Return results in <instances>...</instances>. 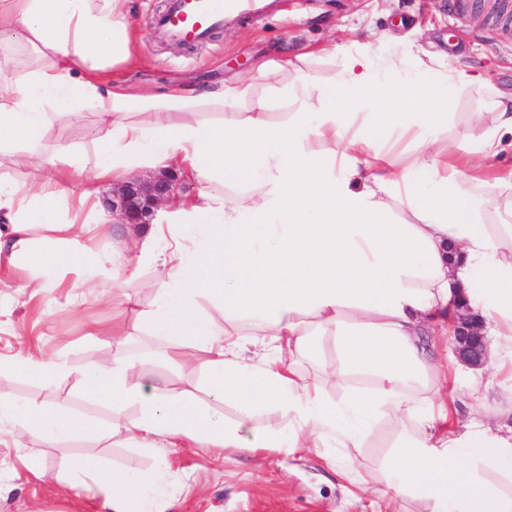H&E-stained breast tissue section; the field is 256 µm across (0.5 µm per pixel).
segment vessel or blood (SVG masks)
<instances>
[{
    "instance_id": "vessel-or-blood-1",
    "label": "vessel or blood",
    "mask_w": 512,
    "mask_h": 512,
    "mask_svg": "<svg viewBox=\"0 0 512 512\" xmlns=\"http://www.w3.org/2000/svg\"><path fill=\"white\" fill-rule=\"evenodd\" d=\"M266 9L265 0H168L154 19V29L173 42L197 45L223 27L228 12L260 15Z\"/></svg>"
}]
</instances>
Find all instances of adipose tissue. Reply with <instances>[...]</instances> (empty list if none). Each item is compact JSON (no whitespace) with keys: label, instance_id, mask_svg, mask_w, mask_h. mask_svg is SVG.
<instances>
[{"label":"adipose tissue","instance_id":"obj_1","mask_svg":"<svg viewBox=\"0 0 512 512\" xmlns=\"http://www.w3.org/2000/svg\"><path fill=\"white\" fill-rule=\"evenodd\" d=\"M130 0H0V44L26 50L0 62V151L18 166L45 168L37 153L50 115L98 116L99 160L24 183L0 182V253L38 272L97 263L81 239L89 222L53 218L56 202L84 209L96 181L122 185L138 169L176 164L195 194L149 226L143 247L163 286L141 317L166 339L173 363L201 361L209 402L144 378L136 362L72 369L58 354L0 359L52 385L75 379L82 398L111 411L97 423L61 404L0 397V432L54 448L93 438L134 443L155 456L146 470L73 461L61 480L99 500L101 512H168L183 448L257 455L308 451L357 484L354 453L378 418L405 421L386 458L393 497L424 512H512V428L472 422L459 436L440 428L450 396L424 336L447 334L454 302L482 332L512 349V170L493 168L512 135V95H498L496 124L474 143H438L447 102L409 56L378 67L366 47L343 51L340 72L312 82L314 60L296 73L297 112H272L254 83L136 91L114 81L135 63ZM250 111H239L242 102ZM208 110L218 121L202 120ZM50 234L31 237L33 224ZM208 295L218 317L198 311ZM332 337L342 375L370 390L330 399L314 362ZM234 403L236 416L221 407ZM135 407L128 420L121 412ZM287 420L268 430L262 416Z\"/></svg>","mask_w":512,"mask_h":512}]
</instances>
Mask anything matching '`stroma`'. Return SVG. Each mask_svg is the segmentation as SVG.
Returning a JSON list of instances; mask_svg holds the SVG:
<instances>
[{"label":"stroma","mask_w":512,"mask_h":512,"mask_svg":"<svg viewBox=\"0 0 512 512\" xmlns=\"http://www.w3.org/2000/svg\"><path fill=\"white\" fill-rule=\"evenodd\" d=\"M166 0H131L130 19L138 34L133 47L134 67L116 77L134 88L157 93L181 87L218 84L237 77L255 81L257 94L271 95L274 112H295L297 99L272 95V88L293 82L297 56L322 52L332 43L347 47L365 43L381 56L411 52L427 68L429 82L440 85L448 100V125L442 136L450 142L475 139L495 122L492 92H512V24L502 25L500 14L512 15V0H271L259 19L238 15L213 32L202 46L176 48L155 39L152 19ZM282 65L277 80L260 76L262 63ZM464 67L477 82L444 85V68ZM97 117L86 110L74 121L51 119L39 144L41 152L56 157L58 169L78 161L93 169L99 145ZM111 186L99 196V228L83 238L88 253L111 257L124 269L122 287L128 303L112 301V277L99 273L93 286L73 268L48 273L50 288L33 294L24 283L33 271L0 256V357L29 345L62 354L75 368L111 360L114 346L108 337L117 328L127 334L126 353L137 360L142 373L181 390L203 387L200 364L176 366L160 354H147L138 343L145 330L141 312L153 308L159 286L152 261L141 254L138 228L112 218ZM442 350L449 391L456 397L449 408L448 429L464 431L476 408L512 409V380L472 384L456 372L454 355L445 351L447 339H432ZM0 396L34 403H64L79 411L105 417L103 408L80 401L73 381L60 378L44 387L36 380L11 372L0 374ZM402 425L384 418L374 426L356 465L369 491L352 498L343 482L312 454L265 452L248 459L231 453L216 457L200 449L173 454L180 478L171 490L169 512H422L419 503L399 501L388 493L382 464ZM37 458L45 474L14 479L0 490V512H98L96 500L59 485L57 477L72 457L101 459L128 469L152 465L151 454L132 447L84 440L57 448L27 443L18 449L10 438L0 439V464L17 463L21 451Z\"/></svg>","instance_id":"stroma-1"}]
</instances>
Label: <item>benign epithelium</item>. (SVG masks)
Listing matches in <instances>:
<instances>
[{"mask_svg": "<svg viewBox=\"0 0 512 512\" xmlns=\"http://www.w3.org/2000/svg\"><path fill=\"white\" fill-rule=\"evenodd\" d=\"M179 187L178 176L167 173L130 181L112 197V212L119 213L124 224H150L157 208L171 199ZM480 322L478 315L466 310L454 324L453 354L470 367H482L488 359L489 343L479 331Z\"/></svg>", "mask_w": 512, "mask_h": 512, "instance_id": "1", "label": "benign epithelium"}]
</instances>
